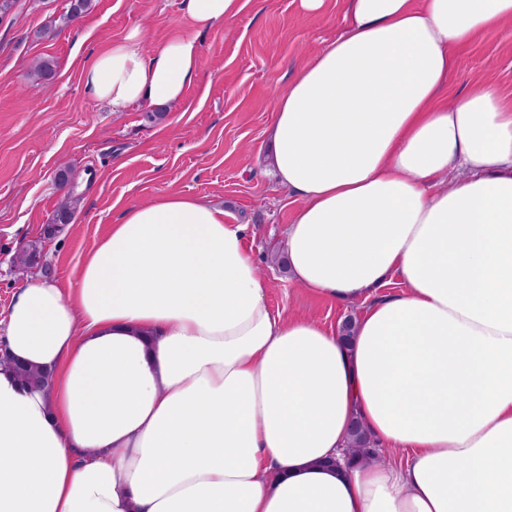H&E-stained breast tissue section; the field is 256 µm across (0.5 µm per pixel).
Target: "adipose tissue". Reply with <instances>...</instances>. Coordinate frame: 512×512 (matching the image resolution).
<instances>
[{
  "label": "adipose tissue",
  "instance_id": "adipose-tissue-1",
  "mask_svg": "<svg viewBox=\"0 0 512 512\" xmlns=\"http://www.w3.org/2000/svg\"><path fill=\"white\" fill-rule=\"evenodd\" d=\"M242 0H181L192 31L129 30L81 71L110 111L171 105L198 35ZM269 135L293 282L362 312L354 337L273 312L216 204L128 205L74 287L34 278L0 363V512H512V101L447 102L460 50L512 0H345ZM400 291L385 292L391 277ZM398 464L338 469L353 423Z\"/></svg>",
  "mask_w": 512,
  "mask_h": 512
}]
</instances>
